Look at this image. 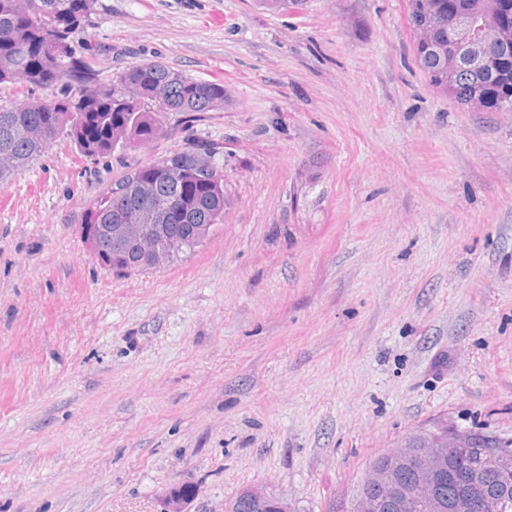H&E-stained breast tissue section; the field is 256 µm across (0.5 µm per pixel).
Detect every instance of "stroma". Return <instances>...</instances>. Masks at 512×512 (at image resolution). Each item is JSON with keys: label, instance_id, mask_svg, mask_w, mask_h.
<instances>
[{"label": "stroma", "instance_id": "obj_1", "mask_svg": "<svg viewBox=\"0 0 512 512\" xmlns=\"http://www.w3.org/2000/svg\"><path fill=\"white\" fill-rule=\"evenodd\" d=\"M71 41L97 82L160 60L227 98L0 188V512H327L433 419L512 438V112L432 86L407 0H97ZM195 145L223 223L114 275L86 208ZM252 495L255 498L253 504L249 497V488L240 490L230 503L229 512H255L253 506L257 512H265L267 508H271L274 512H294L293 507L288 500L280 498L269 492H265L263 489L258 487L250 488ZM266 493L272 498H279L271 506L266 505L267 498ZM269 510L268 512H271Z\"/></svg>", "mask_w": 512, "mask_h": 512}]
</instances>
